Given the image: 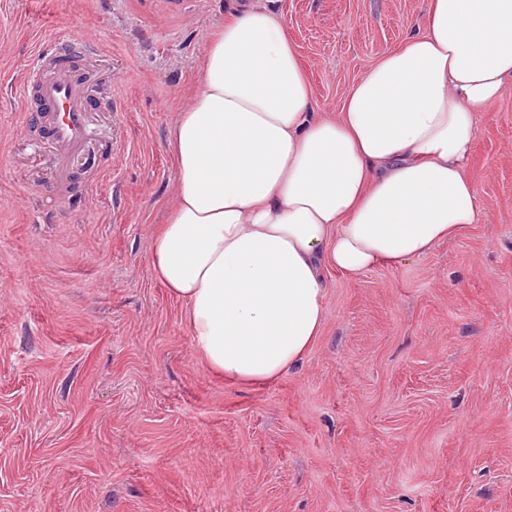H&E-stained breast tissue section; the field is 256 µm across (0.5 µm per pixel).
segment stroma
<instances>
[{
  "instance_id": "obj_1",
  "label": "stroma",
  "mask_w": 512,
  "mask_h": 512,
  "mask_svg": "<svg viewBox=\"0 0 512 512\" xmlns=\"http://www.w3.org/2000/svg\"><path fill=\"white\" fill-rule=\"evenodd\" d=\"M252 0H0V512H512V86L479 119L477 224L331 276L308 358L225 384L155 278L168 139L212 31ZM319 112L416 31L425 0H271ZM95 169L56 182L15 84L58 33Z\"/></svg>"
}]
</instances>
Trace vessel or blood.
<instances>
[{"mask_svg":"<svg viewBox=\"0 0 512 512\" xmlns=\"http://www.w3.org/2000/svg\"><path fill=\"white\" fill-rule=\"evenodd\" d=\"M86 48L83 41L61 38L53 48H42L38 55L44 67L35 75L41 101L37 129L54 153L58 180L63 184L69 182L74 166L85 158L93 136L84 80L73 64L74 56Z\"/></svg>","mask_w":512,"mask_h":512,"instance_id":"b4317fda","label":"vessel or blood"}]
</instances>
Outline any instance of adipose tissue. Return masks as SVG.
<instances>
[{
    "label": "adipose tissue",
    "mask_w": 512,
    "mask_h": 512,
    "mask_svg": "<svg viewBox=\"0 0 512 512\" xmlns=\"http://www.w3.org/2000/svg\"><path fill=\"white\" fill-rule=\"evenodd\" d=\"M169 148L177 192L152 235L157 280L225 381L262 386L322 334L328 276L427 256L475 224L477 116L512 83V0H428L417 32L336 114L272 8L211 39Z\"/></svg>",
    "instance_id": "obj_1"
}]
</instances>
